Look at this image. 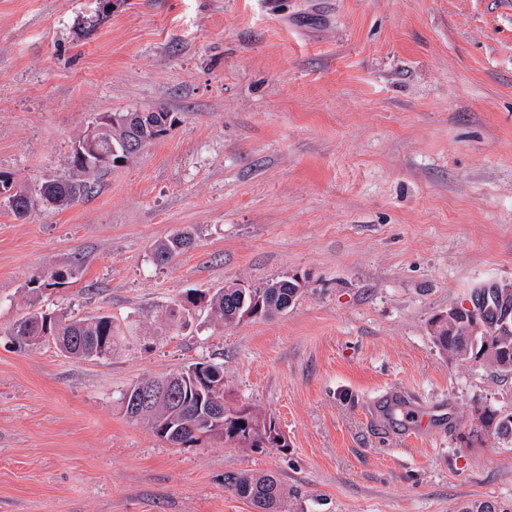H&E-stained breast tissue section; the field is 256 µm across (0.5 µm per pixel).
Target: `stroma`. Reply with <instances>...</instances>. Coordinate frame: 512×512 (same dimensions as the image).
<instances>
[{
    "mask_svg": "<svg viewBox=\"0 0 512 512\" xmlns=\"http://www.w3.org/2000/svg\"><path fill=\"white\" fill-rule=\"evenodd\" d=\"M160 106L178 124L88 197L0 208V512H255L224 488L238 470L277 472L305 512L512 504V442L478 421L512 413V375L430 333L512 283V0H0V172L37 187L100 114ZM285 276L304 290L271 318H158ZM35 299L132 336L101 362L23 345ZM203 360L287 448L174 447L125 416L130 384ZM389 391L444 431L393 434L371 407ZM192 244L193 238L189 232H179L153 243L150 247V257L156 266H164L188 251Z\"/></svg>",
    "mask_w": 512,
    "mask_h": 512,
    "instance_id": "35a3bbf8",
    "label": "stroma"
}]
</instances>
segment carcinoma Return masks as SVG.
Masks as SVG:
<instances>
[{"label": "carcinoma", "mask_w": 512, "mask_h": 512, "mask_svg": "<svg viewBox=\"0 0 512 512\" xmlns=\"http://www.w3.org/2000/svg\"><path fill=\"white\" fill-rule=\"evenodd\" d=\"M177 123L174 113L163 107L155 112H114L112 123L97 121L93 131H84L73 149L68 173L46 181L36 193L21 183L0 173V203L6 205L15 219L26 217L39 200L51 208H67L94 189L99 174L128 162L145 145L170 131ZM193 238L179 232L150 247V257L157 266H164L188 251ZM302 291L297 278L269 281L262 288L232 284L213 293L189 290L184 299L168 307L165 316L171 329L190 325L193 312L206 310L224 326L238 323L235 316L256 314L271 317L288 309ZM434 344L442 353L453 358L464 350L481 359L495 373L512 374V328L502 336H453L448 318L437 316L430 324ZM16 335L25 344L36 346L49 336L62 337L60 351L71 359L92 361L112 356L125 339L120 323L112 315L100 313L91 318L75 317L65 311L30 306V311L16 326ZM500 348L495 354L486 352L485 343ZM143 388H164L177 393L137 410ZM224 399V367L209 361L195 362L180 372L165 377L149 378L129 386L121 393V404L130 419L146 418L154 433L173 445L199 442L212 435H224V443L241 448H262L281 445L267 435L266 423L273 422L251 407L244 408L245 417L238 416L236 407L224 406V423L218 427L201 422L213 403ZM484 425L494 427V433L512 439V414L498 416L493 410L483 413ZM224 488L235 496L249 501L256 512H283L285 490L273 471H233L224 473ZM455 512H507L498 503L475 500Z\"/></svg>", "instance_id": "1"}]
</instances>
